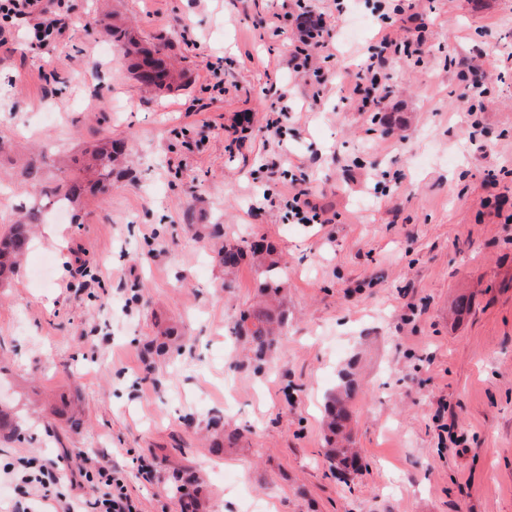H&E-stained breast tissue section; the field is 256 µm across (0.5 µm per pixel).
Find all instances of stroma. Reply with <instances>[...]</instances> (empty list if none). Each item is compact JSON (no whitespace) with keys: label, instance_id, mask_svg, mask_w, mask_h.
Here are the masks:
<instances>
[{"label":"stroma","instance_id":"stroma-1","mask_svg":"<svg viewBox=\"0 0 512 512\" xmlns=\"http://www.w3.org/2000/svg\"><path fill=\"white\" fill-rule=\"evenodd\" d=\"M61 1V54L23 20L0 44V221L28 198L32 148L76 155L112 137L131 163L80 223L39 225L0 289V399L23 425L0 440V467L53 459L68 478L105 456L138 512H182L176 465L198 479L197 512H512V0H413L404 20L428 28V48L389 61L375 116L341 91L376 38L372 0L341 20L315 110L288 65L293 23L262 25L278 0ZM115 25L182 70L181 90L144 88ZM474 63L488 75L475 129L460 98ZM278 102L294 114L286 152L331 223L262 204L288 190L264 166ZM196 224L274 249L284 319L262 370L240 325L262 279L249 259L225 273ZM160 323L180 352L148 354ZM346 371L366 468L341 479L324 415ZM73 398L76 431L54 413ZM444 403L458 425L443 446Z\"/></svg>","mask_w":512,"mask_h":512}]
</instances>
